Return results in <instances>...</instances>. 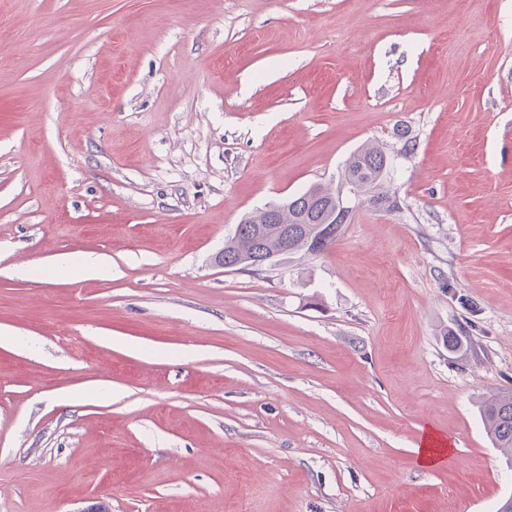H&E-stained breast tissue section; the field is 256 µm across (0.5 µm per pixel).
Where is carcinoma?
Returning a JSON list of instances; mask_svg holds the SVG:
<instances>
[{"instance_id": "cac0c4a2", "label": "carcinoma", "mask_w": 512, "mask_h": 512, "mask_svg": "<svg viewBox=\"0 0 512 512\" xmlns=\"http://www.w3.org/2000/svg\"><path fill=\"white\" fill-rule=\"evenodd\" d=\"M389 158L383 146L368 143L347 159L342 180L355 182L360 194L369 196V203L382 209L398 207L396 197L380 190V180ZM335 193L322 185L309 187L305 192L282 203H272L237 224L232 237L224 241L219 262L226 266H248L250 259L264 252L276 255L288 246V254L316 255L336 242L350 213L336 214L327 222L328 213L336 209ZM482 416L493 444L512 460V393L500 392L484 401Z\"/></svg>"}]
</instances>
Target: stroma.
<instances>
[{
    "label": "stroma",
    "instance_id": "obj_1",
    "mask_svg": "<svg viewBox=\"0 0 512 512\" xmlns=\"http://www.w3.org/2000/svg\"><path fill=\"white\" fill-rule=\"evenodd\" d=\"M369 142L397 209L216 262ZM499 390L512 0H0V512H497ZM58 262L62 264L73 263L84 272L85 276L88 277H96L110 270L104 259L94 254H83L77 259H68L63 257Z\"/></svg>",
    "mask_w": 512,
    "mask_h": 512
}]
</instances>
